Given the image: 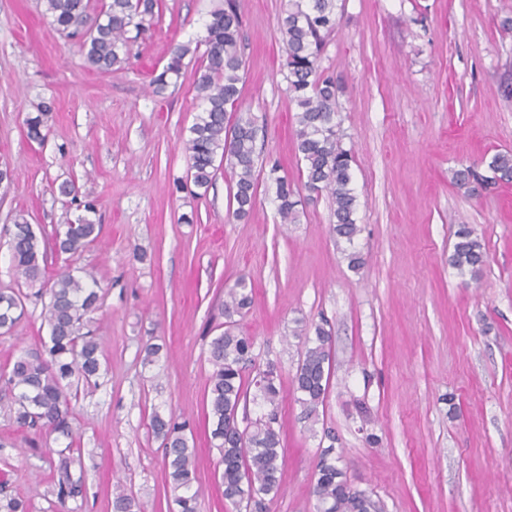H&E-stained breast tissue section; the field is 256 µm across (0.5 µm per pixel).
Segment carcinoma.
<instances>
[{
	"mask_svg": "<svg viewBox=\"0 0 512 512\" xmlns=\"http://www.w3.org/2000/svg\"><path fill=\"white\" fill-rule=\"evenodd\" d=\"M46 16L53 26L74 39L84 55L87 67L108 72L130 64L131 31L141 33L146 18L162 9V0H103L100 9L91 0H45ZM338 0H287L278 17V30L285 53L288 95L297 110L295 149L303 164L304 182L298 189L285 177L275 178L278 212L284 224L299 221L296 199L300 190L327 194L333 204V233L337 242L353 244L361 232L357 224L358 200L352 187L351 152L342 146L336 123L337 94L340 87L321 66L327 38L340 25ZM243 15L240 0H224L211 13L206 35L195 47L175 44L163 70L153 76V92L162 95L183 78L192 54L199 59L193 84L203 108L190 128L185 143L188 172L193 185L208 188L215 180L221 158L230 170L232 215L247 218L256 203L255 172L257 129L250 113L243 111L242 72L246 61L242 50ZM51 105L41 102L37 114L25 120L26 137L39 144L47 137V119ZM491 175L485 176L472 166L454 171L456 185L472 191L499 182H512V153L498 152L488 163ZM62 196L83 214L57 228L50 238L39 236L18 210L9 230L12 264L16 277L27 283L39 281L45 274L48 252L66 254L72 263L59 270L49 288L45 320L49 335L41 351L17 357L0 371V381L12 393L9 406L14 423L20 428L43 430L66 440L59 450L57 479L53 494L60 504L82 495L83 478L71 472L73 459L67 455L74 442L67 389L80 384L88 389L99 385L101 377L100 345L90 328V314L100 306L97 279L92 272L75 266L87 247L99 237L101 225L90 215L95 205L79 199V187L73 180L59 185ZM450 262L460 275L476 274L484 263L481 241L467 224L459 225ZM251 304L243 279L225 292L224 330L208 344L209 376L206 408L211 423L210 443L220 455L223 471L220 484L224 501L235 512H266L267 497L280 491L282 446L278 425L280 385L275 365L259 373L256 393L267 406L259 419L240 427V405L247 401L248 387L244 369L255 361L254 340L244 335L235 317ZM21 296L0 290V329L11 330L21 317ZM329 331L318 324L315 336L305 337L292 382L300 405V420L315 425L319 407L324 404L331 374ZM152 434L161 440L164 451L166 487L177 505V512H197L198 494L194 449L186 431L189 423L175 415L155 411L150 416ZM328 445L320 448L316 464L313 494L316 512H382L372 494L353 488L338 467L336 434L324 431ZM133 495L119 493L112 501L113 512H137Z\"/></svg>",
	"mask_w": 512,
	"mask_h": 512,
	"instance_id": "carcinoma-1",
	"label": "carcinoma"
}]
</instances>
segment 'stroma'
Segmentation results:
<instances>
[{"instance_id": "obj_1", "label": "stroma", "mask_w": 512, "mask_h": 512, "mask_svg": "<svg viewBox=\"0 0 512 512\" xmlns=\"http://www.w3.org/2000/svg\"><path fill=\"white\" fill-rule=\"evenodd\" d=\"M222 0H164L130 45L131 64L89 70L53 28L44 0H0V290L23 296L14 328L0 329V367L39 349L48 327L36 288L17 281L7 233L16 210L52 233L77 212L57 191L76 180L102 226L78 266L103 291L92 327L104 374L72 402L82 500L52 492L55 442L0 410V505L30 512H112L119 490L142 512H170L152 411L191 422L198 512H229L215 474L205 398L208 337L218 335L224 289L245 279L252 303L239 329L255 341V378L278 364L281 492L268 512H315V464L332 430L351 485L385 512H512V184L476 194L452 172L512 151V0H339L341 24L322 56L343 91L336 121L354 156L355 249L350 270L332 232L327 195L282 223L276 177L299 182L296 108L288 97L277 18L285 0H241L244 106L261 165L248 219L229 217L227 174L208 192L175 189L199 111L191 80L153 94L171 44H195ZM53 102L45 144L24 120ZM470 225L487 251L477 277L450 264L455 232ZM332 334L330 387L307 427L292 376L303 337ZM160 358L142 365L144 342Z\"/></svg>"}]
</instances>
